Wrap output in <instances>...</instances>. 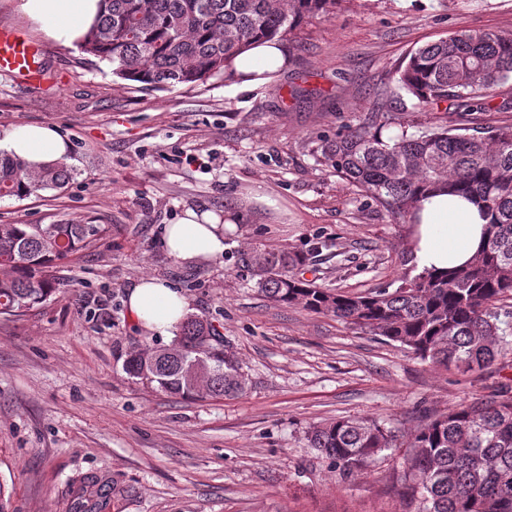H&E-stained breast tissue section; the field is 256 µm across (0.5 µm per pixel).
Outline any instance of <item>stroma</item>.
<instances>
[{"label": "stroma", "mask_w": 512, "mask_h": 512, "mask_svg": "<svg viewBox=\"0 0 512 512\" xmlns=\"http://www.w3.org/2000/svg\"><path fill=\"white\" fill-rule=\"evenodd\" d=\"M15 5L0 0V27L43 46V78L0 73V139L51 125L78 175L59 193L1 199L0 223L108 231L57 265L45 303L0 315L10 512H417L399 480L411 432L512 387V350L477 372L436 368L333 315L264 297L237 256L332 241L300 274L347 295L415 276L409 224L317 162L315 141L374 112L405 113L418 129L439 123L413 98L384 92L391 72L450 32L512 30V0H339L291 34L288 63L270 82L166 91L114 77ZM189 208L235 215L222 258L187 266L163 250L164 226ZM145 275L176 285L212 322L247 378L242 395H172L126 373L130 352L167 343L127 311V287ZM339 418L379 420L396 441L343 477L307 440L310 425ZM81 476L111 479L110 498Z\"/></svg>", "instance_id": "obj_1"}]
</instances>
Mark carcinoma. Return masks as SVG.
I'll return each mask as SVG.
<instances>
[{
  "label": "carcinoma",
  "mask_w": 512,
  "mask_h": 512,
  "mask_svg": "<svg viewBox=\"0 0 512 512\" xmlns=\"http://www.w3.org/2000/svg\"><path fill=\"white\" fill-rule=\"evenodd\" d=\"M339 0H108L82 42L116 77L164 90L224 77L235 57L260 39L285 40L304 20ZM512 81V31L461 29L408 53L389 78L390 92L449 114L451 124L410 133L404 114L382 113L368 126L321 137L316 160L363 189L399 218L431 191L475 201L487 237L475 260L454 273L423 272L362 296L317 288L297 273L307 252H251L266 297L331 314L411 350L424 362L460 373L481 370L508 350L512 311V125L478 126L475 108ZM398 133L385 139L384 126ZM77 176L63 164L31 169L0 151V198L60 191ZM103 224H0V315L19 316L55 289L54 269L92 247ZM211 322L186 317L168 348L131 353L125 371L180 396L222 398L246 389L239 362ZM310 447L340 474L363 471L391 447L394 432L376 420L340 418L309 427ZM401 480L417 512H512V389L462 404L416 428Z\"/></svg>",
  "instance_id": "cac0c4a2"
}]
</instances>
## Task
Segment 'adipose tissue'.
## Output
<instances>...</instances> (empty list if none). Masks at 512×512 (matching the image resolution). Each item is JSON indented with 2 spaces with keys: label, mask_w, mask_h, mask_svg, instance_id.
Returning a JSON list of instances; mask_svg holds the SVG:
<instances>
[{
  "label": "adipose tissue",
  "mask_w": 512,
  "mask_h": 512,
  "mask_svg": "<svg viewBox=\"0 0 512 512\" xmlns=\"http://www.w3.org/2000/svg\"><path fill=\"white\" fill-rule=\"evenodd\" d=\"M16 7L49 37L71 44L80 40L105 4L103 0H17ZM285 63L281 42L272 40L239 56L228 81L232 88L245 89L254 86V74L276 73ZM0 148L34 166L68 159L65 142L46 125L14 128ZM417 215L410 250L418 271L445 274L476 257L484 240L485 220L467 199L433 193L420 200ZM224 225L213 212L187 209L177 223L166 226L162 246L170 256L188 264L220 257L225 250ZM126 306L137 327L168 338L189 311L180 290L153 276L133 282Z\"/></svg>",
  "instance_id": "1"
}]
</instances>
